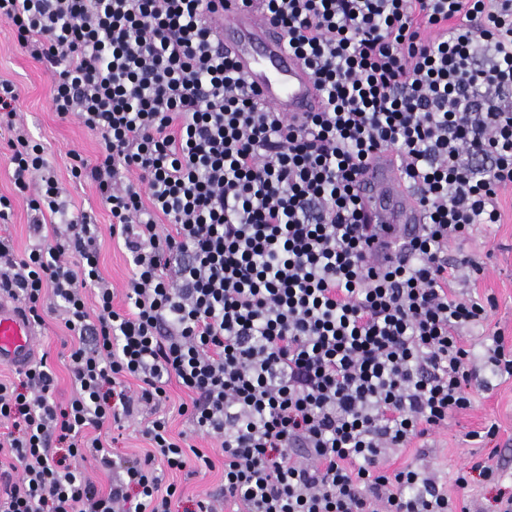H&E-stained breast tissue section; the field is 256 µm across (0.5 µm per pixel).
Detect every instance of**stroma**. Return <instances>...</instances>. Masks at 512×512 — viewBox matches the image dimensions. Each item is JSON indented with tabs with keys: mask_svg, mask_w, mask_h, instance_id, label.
Returning a JSON list of instances; mask_svg holds the SVG:
<instances>
[{
	"mask_svg": "<svg viewBox=\"0 0 512 512\" xmlns=\"http://www.w3.org/2000/svg\"><path fill=\"white\" fill-rule=\"evenodd\" d=\"M13 81L20 89L18 115L31 136L47 149L48 159L55 169L61 186L70 201L74 214L91 215L98 226L100 241V270L112 283L114 304H125L124 286L131 274V265L123 248L110 236L112 217L94 186L78 182L70 176V155L79 153L94 159L98 138L75 119L60 118L49 106L51 73L34 60L16 40L11 27L0 21V79ZM502 220L497 224L478 226L464 241L450 244L448 255L453 259L475 257L482 273L464 268L455 285L464 298L493 299L495 306L489 315V329L501 333L505 345H512V188L499 196ZM72 338L57 319L46 318L34 338L33 359H46L54 378V397L67 402L72 391L71 377L65 354ZM474 376L468 392L470 408L454 414L444 427L425 438L415 440L411 447L398 450L399 461L434 472L448 481L451 496L471 502L477 512H491L493 490L480 482L458 487L454 479L461 468L482 462L512 475V378L497 377L492 372L487 348H479L473 364ZM495 428L494 437H487L488 428ZM196 448L208 454L212 470L188 476L178 474L185 501L176 503L175 512H185L187 499H201L218 494L224 483V458L214 442L196 438Z\"/></svg>",
	"mask_w": 512,
	"mask_h": 512,
	"instance_id": "35a3bbf8",
	"label": "stroma"
}]
</instances>
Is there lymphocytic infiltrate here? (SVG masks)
<instances>
[{
	"label": "lymphocytic infiltrate",
	"instance_id": "obj_1",
	"mask_svg": "<svg viewBox=\"0 0 512 512\" xmlns=\"http://www.w3.org/2000/svg\"><path fill=\"white\" fill-rule=\"evenodd\" d=\"M214 0H0V21L52 73L49 104L99 137L71 175L95 185L132 263L126 308L99 267L96 227L72 216L0 80L14 195L54 242L0 239V296L62 316L74 393L46 362L0 380L14 479L0 512H172L166 473L212 468L148 421L119 462L99 436L167 400L224 454L238 512H472L434 474L391 467L467 409L486 306L453 290L448 245L501 221L512 187V0H240L265 11L310 71L322 108L263 104L225 57ZM391 151L423 215L407 257L365 250L355 182ZM95 305H88L87 290ZM120 473L98 491L76 466Z\"/></svg>",
	"mask_w": 512,
	"mask_h": 512
}]
</instances>
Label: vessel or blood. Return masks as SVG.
I'll return each mask as SVG.
<instances>
[{"label": "vessel or blood", "mask_w": 512, "mask_h": 512, "mask_svg": "<svg viewBox=\"0 0 512 512\" xmlns=\"http://www.w3.org/2000/svg\"><path fill=\"white\" fill-rule=\"evenodd\" d=\"M210 21L225 55L273 111L296 120L318 111L320 93L308 69L264 12L224 0ZM356 192L370 225V257L380 267L396 262L403 245L418 234L422 214L393 154H376L359 174ZM32 336V326L18 311L0 305L1 362L23 364Z\"/></svg>", "instance_id": "vessel-or-blood-1"}]
</instances>
